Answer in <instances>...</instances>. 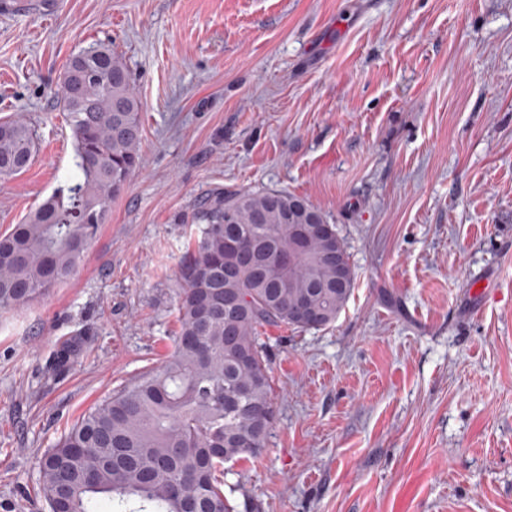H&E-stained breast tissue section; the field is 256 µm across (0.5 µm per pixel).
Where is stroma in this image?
<instances>
[{"mask_svg": "<svg viewBox=\"0 0 512 512\" xmlns=\"http://www.w3.org/2000/svg\"><path fill=\"white\" fill-rule=\"evenodd\" d=\"M143 165L76 272L0 308V512H50L47 448L172 349L215 193L284 190L344 238L334 324L266 327L276 418L224 466L245 512H512V0H0V119L38 145L0 234L63 184L58 90L96 42Z\"/></svg>", "mask_w": 512, "mask_h": 512, "instance_id": "obj_1", "label": "stroma"}]
</instances>
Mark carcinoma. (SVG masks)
<instances>
[{
	"label": "carcinoma",
	"instance_id": "carcinoma-1",
	"mask_svg": "<svg viewBox=\"0 0 512 512\" xmlns=\"http://www.w3.org/2000/svg\"><path fill=\"white\" fill-rule=\"evenodd\" d=\"M75 171L25 220L0 235V308L20 307L66 281L141 166V103L124 57L104 42L71 56L60 85ZM35 157L30 123L0 120V177ZM179 267L173 351L83 414L39 462L52 512H235L224 464L256 457L275 419L261 329H319L347 306L355 270L336 225L282 190L216 195L201 211ZM237 269L224 272L229 236ZM240 298L228 312L224 296ZM307 301L311 316L296 314Z\"/></svg>",
	"mask_w": 512,
	"mask_h": 512
}]
</instances>
